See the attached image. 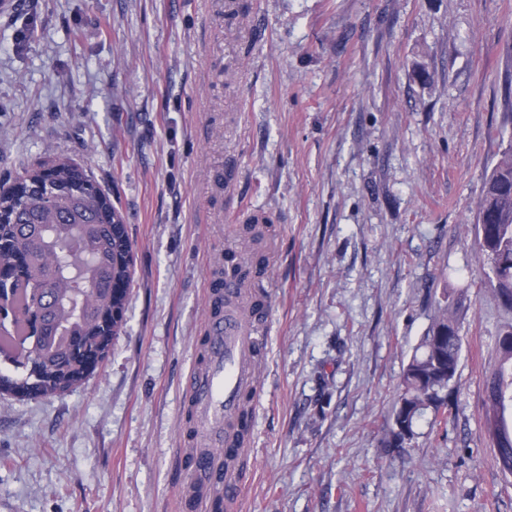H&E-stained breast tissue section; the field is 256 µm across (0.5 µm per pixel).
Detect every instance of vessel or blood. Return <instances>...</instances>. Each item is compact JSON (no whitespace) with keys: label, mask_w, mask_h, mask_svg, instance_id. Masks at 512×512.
<instances>
[{"label":"vessel or blood","mask_w":512,"mask_h":512,"mask_svg":"<svg viewBox=\"0 0 512 512\" xmlns=\"http://www.w3.org/2000/svg\"><path fill=\"white\" fill-rule=\"evenodd\" d=\"M221 295L233 299L235 310L207 316L204 361L185 376L183 391L191 417V437L202 447L184 449L199 490L184 489L183 512H212L223 502L226 512H237L243 494L242 477L230 456L249 452L251 437H240L243 398L258 392L257 361L267 346L262 325L246 308L248 292L236 280L225 281Z\"/></svg>","instance_id":"b4317fda"}]
</instances>
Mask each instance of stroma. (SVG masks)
Listing matches in <instances>:
<instances>
[{
  "instance_id": "35a3bbf8",
  "label": "stroma",
  "mask_w": 512,
  "mask_h": 512,
  "mask_svg": "<svg viewBox=\"0 0 512 512\" xmlns=\"http://www.w3.org/2000/svg\"><path fill=\"white\" fill-rule=\"evenodd\" d=\"M0 188L61 156L134 242L125 328L85 385L0 396V512H182L181 382L249 215L268 342L243 512H512L483 377L512 312L471 227L512 75V0H15ZM467 292L447 424L382 447L402 371Z\"/></svg>"
}]
</instances>
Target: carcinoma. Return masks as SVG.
I'll use <instances>...</instances> for the list:
<instances>
[{
  "instance_id": "cac0c4a2",
  "label": "carcinoma",
  "mask_w": 512,
  "mask_h": 512,
  "mask_svg": "<svg viewBox=\"0 0 512 512\" xmlns=\"http://www.w3.org/2000/svg\"><path fill=\"white\" fill-rule=\"evenodd\" d=\"M21 191H0V268L14 273L3 300L14 312L13 330L0 332V354L14 371L0 370V394L41 400L71 392L85 383L110 353L123 327L135 249L126 224L94 177L82 166L59 160L22 175ZM475 258L484 280L502 305L512 310V146L485 173L473 224ZM70 267L80 276L66 274ZM260 280L265 259L253 256L249 269L222 268ZM55 323L71 328L66 338L22 336L28 314L50 299ZM465 291L452 290L437 304L431 323L403 370L395 393L388 433L402 422L413 428L404 449L416 436L414 427L430 408L446 421L456 409V389L463 337L460 315ZM512 324L496 338L497 364L483 380L485 433L500 468L512 467Z\"/></svg>"
}]
</instances>
